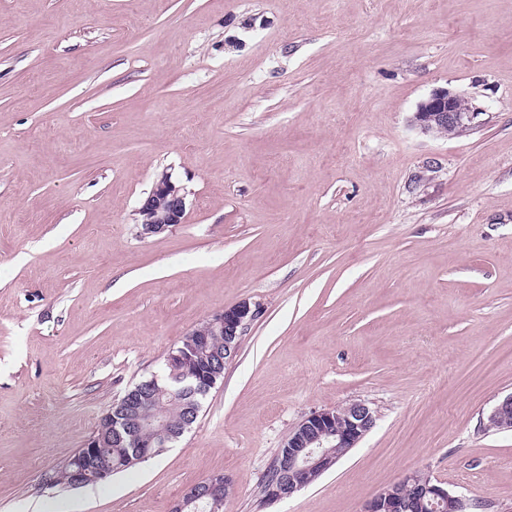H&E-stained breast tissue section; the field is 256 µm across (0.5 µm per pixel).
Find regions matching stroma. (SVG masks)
<instances>
[{
    "label": "stroma",
    "instance_id": "obj_1",
    "mask_svg": "<svg viewBox=\"0 0 512 512\" xmlns=\"http://www.w3.org/2000/svg\"><path fill=\"white\" fill-rule=\"evenodd\" d=\"M440 88L476 127H411ZM186 218L142 237L162 172ZM261 314L161 455L49 484L211 315ZM512 0H0V512H361L424 469L512 512ZM371 432L262 487L312 412ZM487 426L497 430H512V394L494 406L487 417ZM232 493L233 485L230 478L221 473L214 474L193 486L175 504L172 512H188L191 509H198L196 512L220 511L224 506V500ZM201 503L208 509H204Z\"/></svg>",
    "mask_w": 512,
    "mask_h": 512
}]
</instances>
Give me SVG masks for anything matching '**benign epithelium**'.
I'll use <instances>...</instances> for the list:
<instances>
[{
	"label": "benign epithelium",
	"mask_w": 512,
	"mask_h": 512,
	"mask_svg": "<svg viewBox=\"0 0 512 512\" xmlns=\"http://www.w3.org/2000/svg\"><path fill=\"white\" fill-rule=\"evenodd\" d=\"M478 113L461 94L441 88L421 102L410 119V125L425 134L440 136L461 134L473 129ZM139 212L144 216L141 234L156 235L175 224L184 222L186 195L169 173L162 174L143 200ZM260 314L257 306L247 301L224 309L189 332L191 352L171 349L165 364L172 370L181 369L195 379L192 392L207 393L216 385L224 364L235 357L239 338ZM224 334V354L211 361H200L197 351L209 347L210 336ZM140 394H127L105 413L101 429H112V442L131 449L133 456L143 459L151 454L154 440L166 444L177 434L166 430L163 420L154 425L153 438L143 437L141 422L137 420ZM375 426L371 408L354 401L336 408L315 411L304 418L290 433L277 455L280 478L266 489V496L282 500L293 496L307 483L303 475L321 476L330 470L346 452L356 447ZM487 426L497 430H512V394L500 400L487 417ZM102 447L97 434H92L68 461L73 485L88 480L105 481L112 469L99 465L98 448ZM233 493L227 476L218 473L199 482L173 507L172 512H189L204 505L211 512H219L224 500ZM466 499L443 487L433 476L417 470L392 483L371 499L363 512H461Z\"/></svg>",
	"instance_id": "benign-epithelium-1"
}]
</instances>
